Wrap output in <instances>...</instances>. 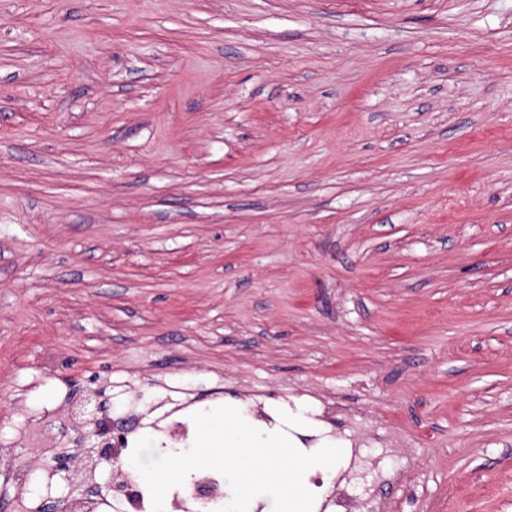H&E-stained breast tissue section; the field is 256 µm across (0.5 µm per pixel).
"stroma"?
I'll return each mask as SVG.
<instances>
[{
    "instance_id": "stroma-1",
    "label": "stroma",
    "mask_w": 512,
    "mask_h": 512,
    "mask_svg": "<svg viewBox=\"0 0 512 512\" xmlns=\"http://www.w3.org/2000/svg\"><path fill=\"white\" fill-rule=\"evenodd\" d=\"M367 422L353 512H512V0H0V512L78 408Z\"/></svg>"
}]
</instances>
